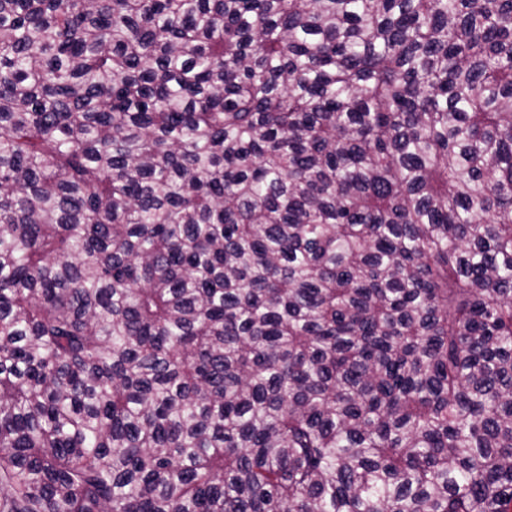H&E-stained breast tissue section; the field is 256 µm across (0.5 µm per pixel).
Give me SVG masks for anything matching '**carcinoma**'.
Segmentation results:
<instances>
[{
	"mask_svg": "<svg viewBox=\"0 0 512 512\" xmlns=\"http://www.w3.org/2000/svg\"><path fill=\"white\" fill-rule=\"evenodd\" d=\"M0 512H512V0H0Z\"/></svg>",
	"mask_w": 512,
	"mask_h": 512,
	"instance_id": "obj_1",
	"label": "carcinoma"
}]
</instances>
